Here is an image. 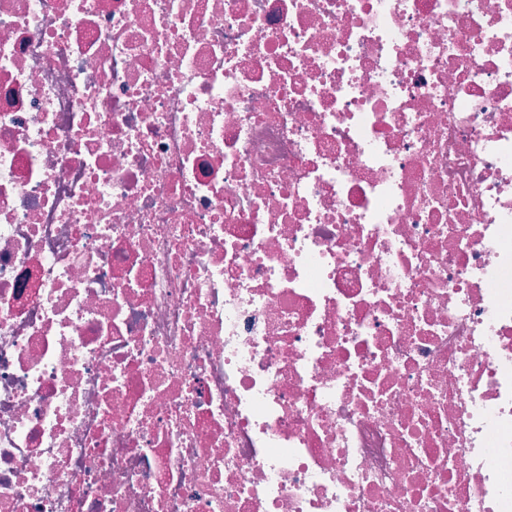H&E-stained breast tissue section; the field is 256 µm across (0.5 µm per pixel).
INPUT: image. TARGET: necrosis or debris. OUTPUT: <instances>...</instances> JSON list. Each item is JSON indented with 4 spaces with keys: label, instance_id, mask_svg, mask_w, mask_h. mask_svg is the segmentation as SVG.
Instances as JSON below:
<instances>
[{
    "label": "necrosis or debris",
    "instance_id": "obj_1",
    "mask_svg": "<svg viewBox=\"0 0 512 512\" xmlns=\"http://www.w3.org/2000/svg\"><path fill=\"white\" fill-rule=\"evenodd\" d=\"M0 512H512V0H0Z\"/></svg>",
    "mask_w": 512,
    "mask_h": 512
}]
</instances>
